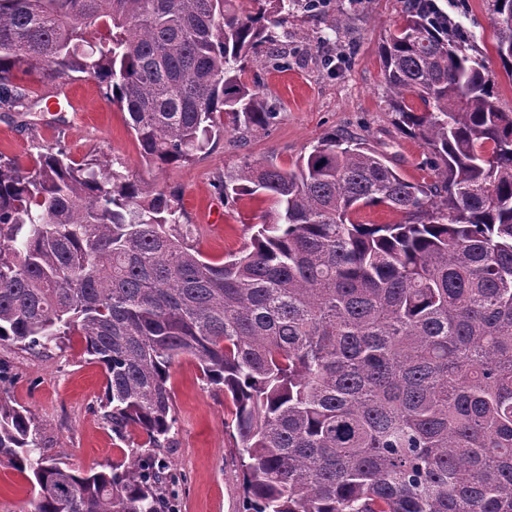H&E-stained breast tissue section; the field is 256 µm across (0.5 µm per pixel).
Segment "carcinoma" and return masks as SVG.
I'll use <instances>...</instances> for the list:
<instances>
[{"label": "carcinoma", "instance_id": "obj_1", "mask_svg": "<svg viewBox=\"0 0 512 512\" xmlns=\"http://www.w3.org/2000/svg\"><path fill=\"white\" fill-rule=\"evenodd\" d=\"M491 2L512 77V0ZM300 3L319 6L0 0V104L26 98L20 74H85L145 161L188 163L226 113L241 135L275 122L241 72ZM402 13L380 48L385 103L427 145L430 180L334 131L289 170L246 158L217 190L272 206L222 261L187 241L172 192L61 148L0 156V344L78 337L104 418L150 448L177 424L170 370L195 358L232 404L244 512H512V112L437 0ZM368 206L404 221L355 220ZM11 381L0 361V462L32 472L31 512H173L148 451L90 472L40 454Z\"/></svg>", "mask_w": 512, "mask_h": 512}]
</instances>
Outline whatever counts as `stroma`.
<instances>
[{
    "label": "stroma",
    "mask_w": 512,
    "mask_h": 512,
    "mask_svg": "<svg viewBox=\"0 0 512 512\" xmlns=\"http://www.w3.org/2000/svg\"><path fill=\"white\" fill-rule=\"evenodd\" d=\"M441 3L464 31L467 53L484 60L499 107L511 112L512 77L496 54L489 0ZM401 8L400 0H328L324 13L290 14L276 30L279 46L288 51L289 69L267 68L268 49L262 46L251 55L243 75L247 84H260L265 103L276 107L275 124L242 135L232 122H225L214 148L192 162L165 168L146 163L128 114L108 104L100 84L85 75L70 82L79 109L63 102L47 112L41 100L52 96L55 82L24 77V107L0 108V155L28 163L45 147L59 144L78 162L119 159L143 182L176 193L180 221L190 226L194 245L209 259H225L249 247L253 225L270 208L259 198L227 202L219 194L217 180L234 172L243 159L271 157L290 169L326 134L348 132L364 137L408 179L429 177L427 146L398 130L396 116L385 103L379 48L400 25ZM341 10L348 20L337 33L330 22ZM326 53L335 59L325 69L320 57ZM212 209L223 212V223L209 220ZM0 361L13 375L8 392L12 403L29 408L42 425L48 456L86 471L138 455L144 436L133 426L121 438L113 432L101 409L102 370L77 341L61 348L52 344L37 353L0 345ZM170 382L178 422L169 447L156 454L177 477L170 487L176 512H242L243 475L223 391L206 384L191 358L172 367ZM30 489L23 475L0 464V512H30Z\"/></svg>",
    "instance_id": "stroma-1"
}]
</instances>
